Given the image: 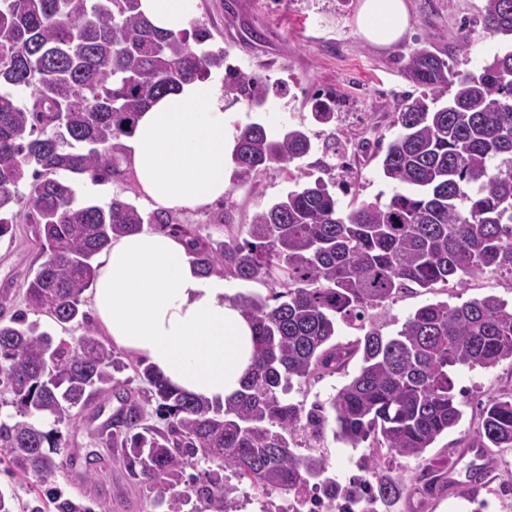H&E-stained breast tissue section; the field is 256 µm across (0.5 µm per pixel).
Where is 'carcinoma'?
Wrapping results in <instances>:
<instances>
[{"label": "carcinoma", "instance_id": "cac0c4a2", "mask_svg": "<svg viewBox=\"0 0 512 512\" xmlns=\"http://www.w3.org/2000/svg\"><path fill=\"white\" fill-rule=\"evenodd\" d=\"M139 0H0V238L24 218L35 226L39 264L25 283V309L0 321V385L21 419L0 418V448L26 474L46 481L57 472L54 425L77 417L92 396L116 388L112 348L92 331L76 341L42 327L84 321V294L95 258L112 239L144 223L189 246L204 274L249 282L271 279L270 295L240 293L254 330L252 364L241 389L210 404L170 384L140 360L159 427L145 423L138 404L115 422L112 443L124 448L130 478L151 492V504L175 508L196 498L192 512H230V488L206 472L188 493L176 491L200 456L262 491L297 493L310 486L336 494L323 459L298 455L297 438L333 434L356 448L387 449L424 460L426 450L455 428L457 367H491L512 360V306L489 295L453 307L427 303L394 336L370 329L351 343L336 341L340 322H365L369 311L414 284L427 290L487 271L512 274V48L476 73L459 76L426 47L405 65L422 89L395 105L400 128L381 162L396 191L388 202L362 203L343 213L328 184L306 182L256 212L247 237L206 240L174 223L170 212L144 219L112 199L77 203L72 176L103 183L122 175L123 138L158 98L224 67V51L202 50L204 26L154 27ZM484 30L512 42V0H485ZM224 90L248 105L268 101L265 83L227 73ZM450 91L448 101L429 93ZM316 121L335 118L332 101L316 98ZM301 129L273 137L254 122L239 130L234 160L245 173L284 169L309 155ZM33 314L37 319L30 320ZM352 380L309 411L290 397L294 385L344 368ZM470 445L512 448V395L480 407ZM395 504L399 480L376 482Z\"/></svg>", "mask_w": 512, "mask_h": 512}]
</instances>
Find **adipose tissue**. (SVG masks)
<instances>
[{
  "label": "adipose tissue",
  "instance_id": "1",
  "mask_svg": "<svg viewBox=\"0 0 512 512\" xmlns=\"http://www.w3.org/2000/svg\"><path fill=\"white\" fill-rule=\"evenodd\" d=\"M157 27L183 30L192 0H140ZM405 0H361L356 25L371 44L399 40ZM143 204L203 210L223 198L236 140L214 81L196 80L157 100L123 141ZM92 289L97 323L113 345L144 358L170 383L209 402L240 388L253 330L220 275H202L181 238L149 228L113 239L98 257Z\"/></svg>",
  "mask_w": 512,
  "mask_h": 512
}]
</instances>
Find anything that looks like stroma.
I'll return each mask as SVG.
<instances>
[{
    "label": "stroma",
    "instance_id": "obj_1",
    "mask_svg": "<svg viewBox=\"0 0 512 512\" xmlns=\"http://www.w3.org/2000/svg\"><path fill=\"white\" fill-rule=\"evenodd\" d=\"M361 0H194L192 25L205 26L212 34L209 49H223L227 64L266 80L269 99L265 111L256 112L246 101L225 96L232 129L252 122L265 125L271 135L285 128L303 129L314 144L335 136L346 157L345 166H333L317 149L300 160L307 180L323 179L332 184L342 209L363 202L386 200L395 191L382 174L376 150L386 147L399 129L393 124L395 102L413 92L405 76L410 52L421 46L441 54H453V66L460 74L477 71L486 59L500 49L499 38L483 29V0H408L410 27L404 38L389 47L367 42L358 32L355 17ZM467 27L474 39L469 54L453 49L460 27ZM334 99L336 120L316 122L311 113L313 96ZM132 172L118 179L91 186L78 183L80 198L106 205L120 198L137 202ZM295 182L288 170L270 166L257 175H234L222 203L205 211L177 213L179 223L196 234L225 240L245 237L255 213L288 190ZM41 262L32 228L17 223L12 233L0 238V313L12 315L21 309L22 287ZM495 295L512 303V275L487 272L436 285L425 291L412 288L397 295L385 307L372 310L369 323L383 335L392 336L420 306L432 302L458 305ZM124 363L116 372L122 391L107 390L96 397L90 408L72 421L58 424L61 467L49 484L17 471L0 451V487L15 490L18 512H54L45 492L55 487L65 497L81 503L86 512H96L99 501L112 502V512H152L139 486L127 475L121 451L101 444L100 438L111 415L120 407L121 395L137 396L142 388L134 366L135 356L119 352ZM360 363L351 361L345 371L318 376L295 387V402L311 407L326 401L357 374ZM457 387L472 396L462 407L460 424L441 436L418 462L398 453L375 458L367 446L347 447L326 436L321 450L326 459L327 477L342 480L351 476L392 475L405 485L400 502L392 508L373 500L371 512H456L469 485L470 460L462 450L476 427L477 401L512 393V362L502 361L489 368L460 367L454 372ZM94 463L105 474L90 484L83 474L87 463ZM431 465L438 480L428 485L418 476L424 465ZM485 490L512 512V450L492 451L483 462ZM225 484L234 486L232 512H262L272 504L287 507L289 495L282 491L264 493L247 481L222 471Z\"/></svg>",
    "mask_w": 512,
    "mask_h": 512
}]
</instances>
